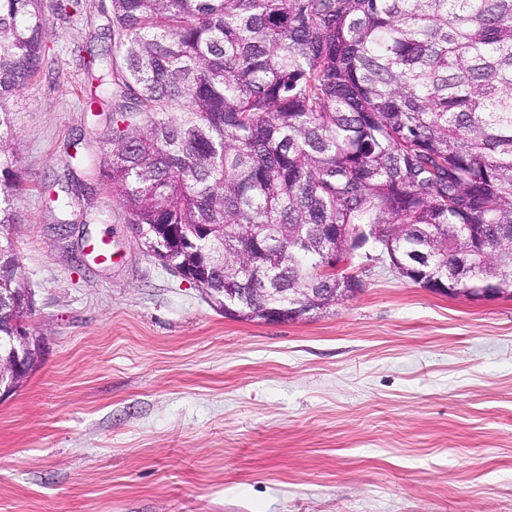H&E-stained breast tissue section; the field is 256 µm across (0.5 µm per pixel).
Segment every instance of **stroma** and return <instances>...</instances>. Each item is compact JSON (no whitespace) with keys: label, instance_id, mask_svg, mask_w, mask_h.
<instances>
[{"label":"stroma","instance_id":"obj_1","mask_svg":"<svg viewBox=\"0 0 512 512\" xmlns=\"http://www.w3.org/2000/svg\"><path fill=\"white\" fill-rule=\"evenodd\" d=\"M82 4L9 103L8 234L44 348L0 396V512H512V297L442 295L376 262L326 310L225 317L106 190L109 120L83 100L112 23L109 0Z\"/></svg>","mask_w":512,"mask_h":512}]
</instances>
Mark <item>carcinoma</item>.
<instances>
[{
  "instance_id": "1",
  "label": "carcinoma",
  "mask_w": 512,
  "mask_h": 512,
  "mask_svg": "<svg viewBox=\"0 0 512 512\" xmlns=\"http://www.w3.org/2000/svg\"><path fill=\"white\" fill-rule=\"evenodd\" d=\"M81 0H52L70 19ZM86 111L108 189L160 264L212 288H349L326 255L399 258L422 288L512 296V0H110ZM43 0H0V227L16 220L5 101L46 63ZM161 224L188 239L163 253ZM0 336L24 328L0 240Z\"/></svg>"
}]
</instances>
